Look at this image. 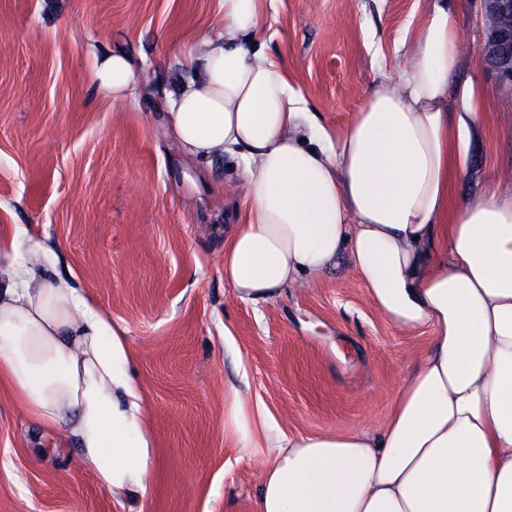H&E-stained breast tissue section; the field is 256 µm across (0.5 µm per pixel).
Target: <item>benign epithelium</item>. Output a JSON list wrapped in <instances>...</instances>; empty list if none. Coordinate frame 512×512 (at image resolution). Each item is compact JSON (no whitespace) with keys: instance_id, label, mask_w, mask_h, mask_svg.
<instances>
[{"instance_id":"1","label":"benign epithelium","mask_w":512,"mask_h":512,"mask_svg":"<svg viewBox=\"0 0 512 512\" xmlns=\"http://www.w3.org/2000/svg\"><path fill=\"white\" fill-rule=\"evenodd\" d=\"M480 37L476 50L499 88L512 89V0H473Z\"/></svg>"}]
</instances>
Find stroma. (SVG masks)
I'll list each match as a JSON object with an SVG mask.
<instances>
[{
	"label": "stroma",
	"mask_w": 512,
	"mask_h": 512,
	"mask_svg": "<svg viewBox=\"0 0 512 512\" xmlns=\"http://www.w3.org/2000/svg\"><path fill=\"white\" fill-rule=\"evenodd\" d=\"M427 0H275L264 50L281 59L318 125L353 122L404 67ZM461 58L450 86L479 87L455 186L465 204L512 193V94L482 63L473 0H450ZM219 0H0V238L59 254L126 327L155 466L118 499L77 442L42 430L0 379V512H256L267 439L381 432L403 373L431 346L372 302L347 255L276 300L224 280V235L242 197L235 158L193 159L168 133L165 95L187 37L218 32ZM137 65L130 97H106L95 58Z\"/></svg>",
	"instance_id": "obj_1"
}]
</instances>
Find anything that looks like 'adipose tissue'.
<instances>
[{"label":"adipose tissue","instance_id":"obj_1","mask_svg":"<svg viewBox=\"0 0 512 512\" xmlns=\"http://www.w3.org/2000/svg\"><path fill=\"white\" fill-rule=\"evenodd\" d=\"M220 2L222 30L182 51L192 77L166 119L189 156L241 160L225 281L267 302L345 252L391 325L433 330L381 433L270 440L257 512H512V196L453 202L480 95L463 86L448 109L456 13L431 0L402 73L333 135L285 64L240 42L263 36L273 0ZM135 77L120 55L92 70L116 98ZM54 261L41 241H0V377L38 425L78 439L106 491L136 495L155 456L126 330L50 276Z\"/></svg>","mask_w":512,"mask_h":512}]
</instances>
